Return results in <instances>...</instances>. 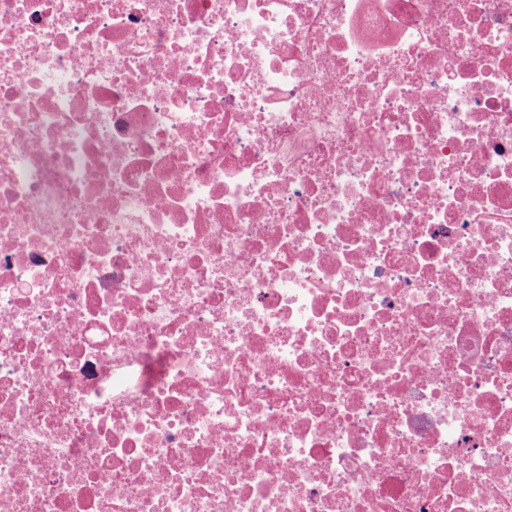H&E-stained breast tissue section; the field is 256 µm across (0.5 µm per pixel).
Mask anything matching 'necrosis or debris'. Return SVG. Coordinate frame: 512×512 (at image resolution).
<instances>
[{
	"mask_svg": "<svg viewBox=\"0 0 512 512\" xmlns=\"http://www.w3.org/2000/svg\"><path fill=\"white\" fill-rule=\"evenodd\" d=\"M0 512H512V0H0Z\"/></svg>",
	"mask_w": 512,
	"mask_h": 512,
	"instance_id": "necrosis-or-debris-1",
	"label": "necrosis or debris"
}]
</instances>
